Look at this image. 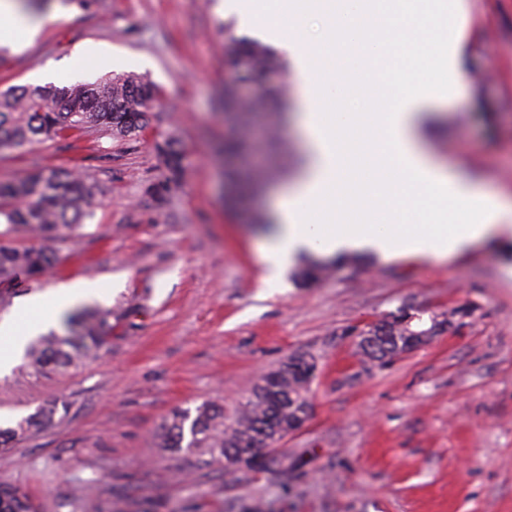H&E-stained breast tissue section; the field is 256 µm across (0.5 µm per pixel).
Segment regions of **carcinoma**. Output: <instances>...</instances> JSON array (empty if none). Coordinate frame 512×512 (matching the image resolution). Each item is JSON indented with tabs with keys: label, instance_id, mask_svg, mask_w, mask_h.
<instances>
[{
	"label": "carcinoma",
	"instance_id": "cac0c4a2",
	"mask_svg": "<svg viewBox=\"0 0 512 512\" xmlns=\"http://www.w3.org/2000/svg\"><path fill=\"white\" fill-rule=\"evenodd\" d=\"M286 59L274 48L229 33L224 38V112L235 118L242 112L237 86L249 80L259 86L249 111L265 114L275 124L285 118L282 91L269 84L266 73L284 71ZM157 100V89L145 76L120 74L72 86H20L0 91V152L65 138L74 133L101 131L113 138L135 140L146 128ZM242 122L224 139V153L240 155L247 148ZM165 182L182 176V154L173 139L156 146ZM97 179L80 168L40 170L26 179L0 183V237L16 228L40 241L38 245L0 244V288L18 286L46 274L57 262L53 243L70 237L100 205ZM329 265L314 261L298 277L318 281ZM424 312L400 308L358 333L359 345L372 362L384 365L413 350L411 336L422 329ZM67 334L54 331L32 339L21 369L40 375L76 367L112 342V311L78 307L65 320ZM317 363L310 355H296L267 372L233 422L224 424V407L206 401L194 409L175 411L160 436V446L174 453L207 457L235 470L240 464L252 472L271 474L288 469V456L276 445L293 433V423L307 403ZM67 403L54 400L15 424L0 426V447H6L54 420ZM0 512H34L32 500L9 485H0Z\"/></svg>",
	"mask_w": 512,
	"mask_h": 512
}]
</instances>
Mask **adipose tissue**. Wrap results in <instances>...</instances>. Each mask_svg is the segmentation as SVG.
<instances>
[{"label": "adipose tissue", "mask_w": 512, "mask_h": 512, "mask_svg": "<svg viewBox=\"0 0 512 512\" xmlns=\"http://www.w3.org/2000/svg\"><path fill=\"white\" fill-rule=\"evenodd\" d=\"M231 8L243 26L287 48L309 150L260 248L265 287H279L306 252L444 260L489 234L512 235V197L440 164L425 137L427 106L459 89L465 74L464 0H288L296 25L286 32L272 6L233 0ZM310 17L322 24L315 50L300 28ZM104 297L83 281L27 297L21 311L32 321H0V370L30 338Z\"/></svg>", "instance_id": "adipose-tissue-1"}]
</instances>
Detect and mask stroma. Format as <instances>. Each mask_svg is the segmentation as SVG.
<instances>
[{
  "label": "stroma",
  "mask_w": 512,
  "mask_h": 512,
  "mask_svg": "<svg viewBox=\"0 0 512 512\" xmlns=\"http://www.w3.org/2000/svg\"><path fill=\"white\" fill-rule=\"evenodd\" d=\"M476 42L463 86L433 104L435 157L512 193V0H470ZM40 20L31 40H6L0 91L38 68L79 82L136 73L159 97L138 140L90 131L0 152V182L39 168L84 167L99 207L43 278L10 291L1 313L30 294L97 283L112 311V344L47 375H0V424L63 399L47 427L0 447V484L38 512H512V239L491 237L445 261L343 254L312 286L288 275L262 286L258 230L302 168L306 148L288 120L272 145L282 168L228 210L221 109L224 34L244 36L225 0H18ZM110 55L86 57L87 47ZM176 138L183 177L164 185L155 145ZM404 304L453 313L431 341L378 366L358 330ZM315 357L310 417L280 450L287 476L204 466L159 446L171 414L205 401L233 419L260 377L290 356Z\"/></svg>",
  "instance_id": "35a3bbf8"
}]
</instances>
